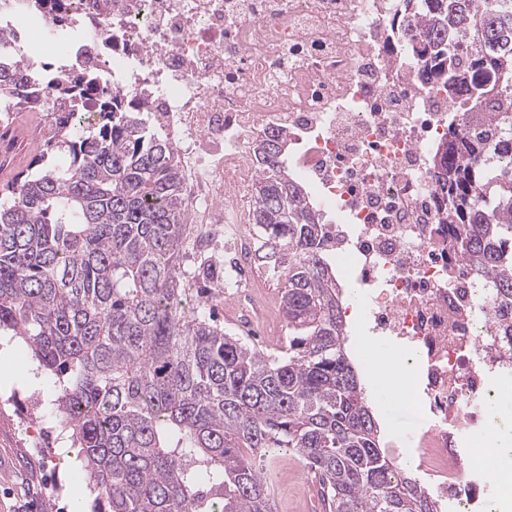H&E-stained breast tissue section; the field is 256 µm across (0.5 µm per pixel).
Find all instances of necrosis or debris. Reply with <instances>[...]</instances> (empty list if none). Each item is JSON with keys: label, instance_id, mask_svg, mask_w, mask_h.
<instances>
[{"label": "necrosis or debris", "instance_id": "necrosis-or-debris-1", "mask_svg": "<svg viewBox=\"0 0 512 512\" xmlns=\"http://www.w3.org/2000/svg\"><path fill=\"white\" fill-rule=\"evenodd\" d=\"M402 0H67L83 44L111 36L91 62L111 73L125 107H143L173 143L195 223L222 225L224 260L243 320L273 333L252 298L254 148L270 131L294 144L292 171L332 216L324 249L352 258L375 333L421 364L425 426L407 443L443 512H490L501 488L478 443L512 338L498 283L451 245L433 178L448 131L481 134L468 111L426 77L409 37L390 26Z\"/></svg>", "mask_w": 512, "mask_h": 512}]
</instances>
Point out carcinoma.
<instances>
[{
	"mask_svg": "<svg viewBox=\"0 0 512 512\" xmlns=\"http://www.w3.org/2000/svg\"><path fill=\"white\" fill-rule=\"evenodd\" d=\"M403 21L453 99L473 108L512 74V0H403ZM62 27L63 0H33ZM0 35L3 108L50 103L49 133L0 200V336L22 341L57 378V409L83 459L92 512H276L271 448L318 475L327 512H440L420 479L382 447L364 383L347 353L342 288L323 223L288 169V135L272 132L258 164L255 257L282 284L288 336L265 353L203 312L221 272L181 270L190 221L173 145L115 103L75 56L67 75L39 73ZM98 97L97 121L79 124ZM460 141L438 175L454 245L512 293V154ZM62 155L65 167L52 159Z\"/></svg>",
	"mask_w": 512,
	"mask_h": 512,
	"instance_id": "obj_1",
	"label": "carcinoma"
}]
</instances>
